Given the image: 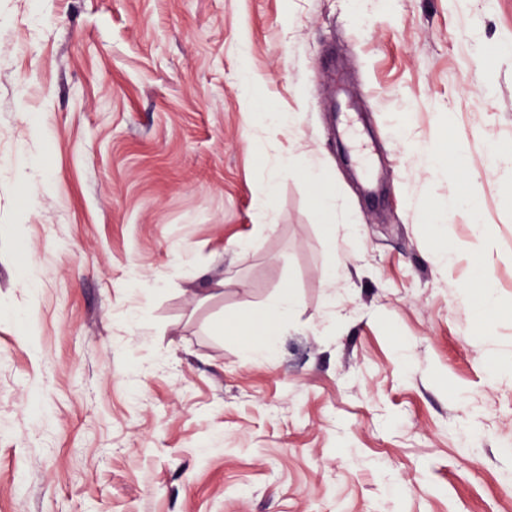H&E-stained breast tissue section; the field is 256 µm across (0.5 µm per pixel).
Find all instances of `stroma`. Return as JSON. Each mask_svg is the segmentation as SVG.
Returning a JSON list of instances; mask_svg holds the SVG:
<instances>
[{"instance_id": "obj_1", "label": "stroma", "mask_w": 512, "mask_h": 512, "mask_svg": "<svg viewBox=\"0 0 512 512\" xmlns=\"http://www.w3.org/2000/svg\"><path fill=\"white\" fill-rule=\"evenodd\" d=\"M510 44L512 0H0V512H512ZM274 190V183L270 181L267 185H265L260 193V196L257 198L256 207V222H255V232L257 235L262 234L267 229V215L269 212V208L271 206L272 192ZM297 295L291 287L282 288L265 308L263 317L248 324L254 339L248 343L249 354L255 360L268 361L275 352L279 336H283L289 315L295 309Z\"/></svg>"}]
</instances>
